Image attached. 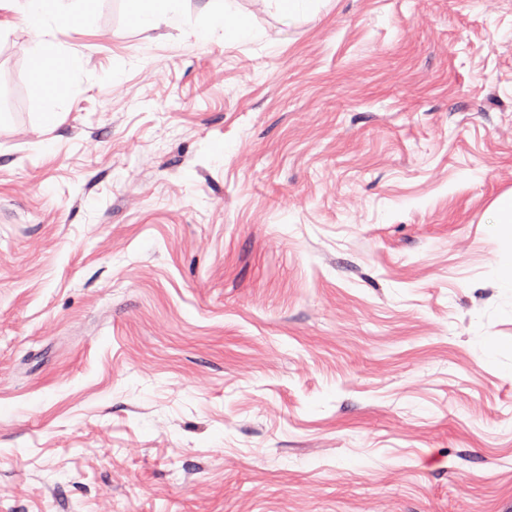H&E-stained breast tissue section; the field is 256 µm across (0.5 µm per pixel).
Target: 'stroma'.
Listing matches in <instances>:
<instances>
[{"mask_svg": "<svg viewBox=\"0 0 512 512\" xmlns=\"http://www.w3.org/2000/svg\"><path fill=\"white\" fill-rule=\"evenodd\" d=\"M238 4L0 10V512H512V0ZM13 10L22 15L34 34L29 47L33 58L40 64V76L52 79L55 72L46 70L44 65L54 51L52 45L44 39L47 28L71 24L88 25L93 21L92 0H1L0 10ZM174 0H126L129 15L143 31L157 29L160 24L182 31L183 25L178 13L171 9L169 2ZM221 2L211 12L202 14L193 29L197 42L205 43L216 29L224 30V36L233 41L249 37L247 21L238 13L237 0H210ZM284 25L294 22L300 15L306 13L316 0H273Z\"/></svg>", "mask_w": 512, "mask_h": 512, "instance_id": "stroma-1", "label": "stroma"}]
</instances>
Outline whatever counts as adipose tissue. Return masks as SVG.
Listing matches in <instances>:
<instances>
[{
	"instance_id": "adipose-tissue-1",
	"label": "adipose tissue",
	"mask_w": 512,
	"mask_h": 512,
	"mask_svg": "<svg viewBox=\"0 0 512 512\" xmlns=\"http://www.w3.org/2000/svg\"><path fill=\"white\" fill-rule=\"evenodd\" d=\"M129 15L145 31L166 26L182 30L178 13L169 6L170 0H126ZM13 10L22 15L34 35L29 48L33 58L42 64V77L52 78L45 65L53 51L45 34L49 26L88 25L93 21V0H0V10ZM223 30L234 41L249 37L247 21L239 14L237 0H220L211 12L202 14L193 29L197 42L204 43L215 30Z\"/></svg>"
}]
</instances>
